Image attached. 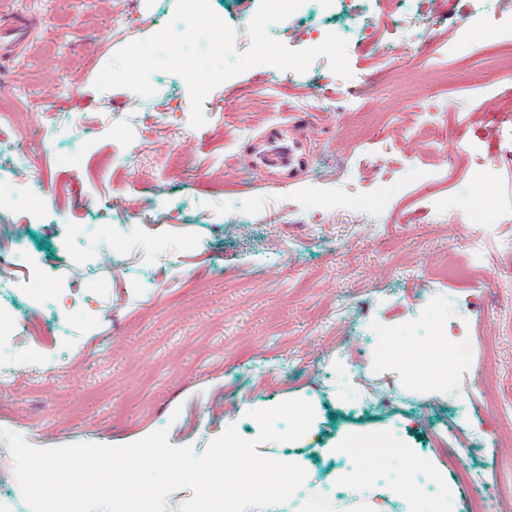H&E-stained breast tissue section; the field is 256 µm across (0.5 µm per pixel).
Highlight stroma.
I'll return each instance as SVG.
<instances>
[{
	"instance_id": "35a3bbf8",
	"label": "stroma",
	"mask_w": 512,
	"mask_h": 512,
	"mask_svg": "<svg viewBox=\"0 0 512 512\" xmlns=\"http://www.w3.org/2000/svg\"><path fill=\"white\" fill-rule=\"evenodd\" d=\"M176 3L57 0L47 15L0 0V18L31 23L0 59V99L21 114L0 130L45 174L32 184L0 156V307L14 315L0 363L15 371L0 429L37 449L162 429L200 455L231 425L256 439L251 411L300 398L308 432L257 447L306 471L276 512L335 506L356 431L415 449L424 491L441 470L453 512H512V71L472 44L512 42V0H305L270 36L295 50L345 38L350 78L323 56L303 73L251 67L207 94L189 136L180 75L154 73L148 97L94 86ZM209 3L247 50L259 0ZM470 68L483 88L455 92L451 73ZM54 112L72 122L49 140ZM111 112L138 115L136 142ZM287 117L312 134L311 168L268 185L241 162L260 125ZM484 228L477 275L436 279ZM440 336L444 385L408 362Z\"/></svg>"
}]
</instances>
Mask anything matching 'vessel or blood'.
<instances>
[{"instance_id": "b4317fda", "label": "vessel or blood", "mask_w": 512, "mask_h": 512, "mask_svg": "<svg viewBox=\"0 0 512 512\" xmlns=\"http://www.w3.org/2000/svg\"><path fill=\"white\" fill-rule=\"evenodd\" d=\"M310 155L304 134L293 124H274L252 143L246 166L260 172L264 179L285 184L304 176Z\"/></svg>"}]
</instances>
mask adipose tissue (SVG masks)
I'll return each mask as SVG.
<instances>
[{
    "mask_svg": "<svg viewBox=\"0 0 512 512\" xmlns=\"http://www.w3.org/2000/svg\"><path fill=\"white\" fill-rule=\"evenodd\" d=\"M344 445L354 469L362 472L363 477L357 483L360 498L342 505L341 512H380V505L369 496L373 489L370 476L391 463L393 453L387 446L386 437L357 433L347 437ZM431 477L438 488L437 494L432 496L421 493L414 483L405 478L385 485L384 491L389 498L403 503V512H452L447 478L437 471L432 472Z\"/></svg>",
    "mask_w": 512,
    "mask_h": 512,
    "instance_id": "ef3b65f1",
    "label": "adipose tissue"
}]
</instances>
